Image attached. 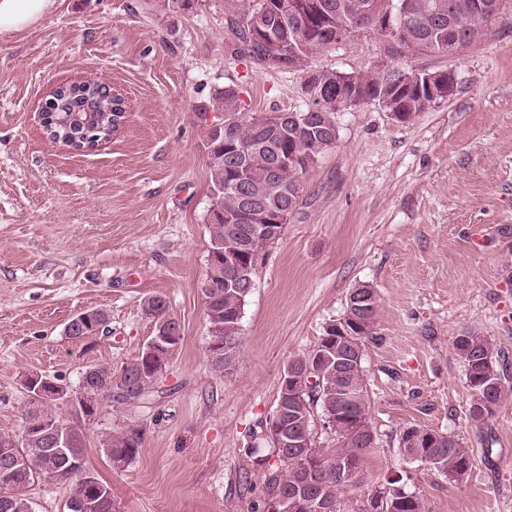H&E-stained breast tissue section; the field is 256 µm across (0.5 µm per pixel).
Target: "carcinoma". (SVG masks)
<instances>
[{
    "label": "carcinoma",
    "mask_w": 512,
    "mask_h": 512,
    "mask_svg": "<svg viewBox=\"0 0 512 512\" xmlns=\"http://www.w3.org/2000/svg\"><path fill=\"white\" fill-rule=\"evenodd\" d=\"M278 0H225V21L253 60L278 70H301L308 59L321 50L334 48L336 31L343 29L354 37L365 35L376 46L388 37L376 29L381 17L382 0H298L300 9L291 25L273 24ZM407 10L408 38L397 53L390 74L370 66L355 72L360 103L377 101L389 111L398 110L404 119L425 111L431 101L400 86L401 79L417 74L406 65L415 56L448 57V45L461 53L486 40L491 26L485 22L480 4L484 0H399ZM458 20L448 30V14ZM278 40L281 55H269L266 43ZM347 73L321 68L311 83L301 86L309 101L303 111L274 112L260 115L245 113L240 91L227 85L215 91L213 110L224 119V130L206 125L207 147L216 156L210 159L211 198L208 219L210 251L202 289L206 306L210 342L208 352L213 368L225 372L233 366L241 336L243 310L252 289L245 281L229 286L232 271L224 267V255L245 253L250 269H255L261 251L275 237L264 229L279 226L278 219H290L304 196L305 176L319 156L336 144L338 130L335 113L346 107L336 99L343 91ZM51 95L61 103V111L41 117L48 138L76 151L93 150L112 139L127 121L122 98L112 95L109 86L99 81L74 80L56 86ZM299 156L296 164H281L285 153ZM252 204L249 220L236 217L244 203ZM143 314L153 325L150 341L133 361L114 370L107 365H91L82 376L90 377L91 387L79 383L82 392L66 401L68 416L57 417L58 393L54 380L43 382L44 395L29 400L23 418L22 433H0V467L10 466L7 478L0 477V503L6 512H32L26 489L37 480L48 478L69 485L71 503L85 500L93 504L90 512H113L111 489L96 480H85V430L102 411L103 401L122 390L120 402L131 406L144 403L159 392L162 374L172 352L182 341V328L162 295L144 299ZM109 314L95 309L71 319L66 336L77 339L106 329ZM453 348L463 364L470 388V416L489 419L495 409L512 396V364L505 351L481 332L470 329L455 337ZM363 344L360 336L332 338L324 332L312 350L293 357L288 367L315 373L314 391L280 390L276 407L266 424V433L275 455L288 465V473L270 477L274 500L271 512H281L288 501V512H312L310 498L319 494L337 496L338 490L355 481L366 442L373 440L368 422L369 400L364 380ZM325 415L335 419L337 446L324 450L316 446L315 420ZM57 425L67 436V453L56 451L44 426ZM294 430L301 444L292 450L280 444L284 430ZM146 426L128 422L117 432L101 436L100 445L111 463L131 461L142 447ZM426 457L425 463L436 472L462 481L472 467V451L451 434L441 433L429 445L411 449ZM402 478L387 480L388 495L398 498L392 512H428L425 502L399 486Z\"/></svg>",
    "instance_id": "carcinoma-1"
}]
</instances>
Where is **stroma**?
<instances>
[{
    "mask_svg": "<svg viewBox=\"0 0 512 512\" xmlns=\"http://www.w3.org/2000/svg\"><path fill=\"white\" fill-rule=\"evenodd\" d=\"M372 40L323 51L310 68H367ZM455 93L401 123L375 104L341 109L338 138L306 178L281 236L261 252L231 370L212 369L200 290L210 250L205 116L236 85L247 113L307 107L298 71L252 60L224 0H57L37 24L0 37V433L17 434L24 381L77 388L92 364L121 367L152 334L144 298H167L183 339L163 391L144 406L103 405L84 463L114 512H271L279 461L266 422L289 361L317 346L358 284L379 307L363 340L374 435L357 512L399 476L430 512H512V398L483 422L452 343L475 329L512 355V6L478 46L450 59ZM104 77L128 118L89 153L51 144L39 103L55 85ZM108 330L65 336L76 314ZM147 425L136 457L114 466L99 445L128 420ZM421 426L473 452L457 482L404 457Z\"/></svg>",
    "mask_w": 512,
    "mask_h": 512,
    "instance_id": "35a3bbf8",
    "label": "stroma"
}]
</instances>
